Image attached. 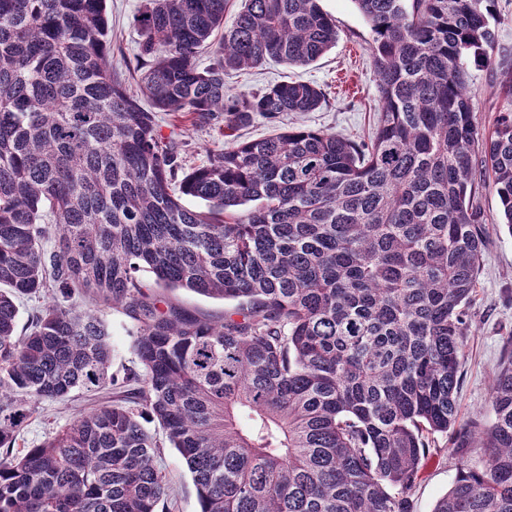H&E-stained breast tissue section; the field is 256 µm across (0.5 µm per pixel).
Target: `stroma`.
I'll list each match as a JSON object with an SVG mask.
<instances>
[{"label": "stroma", "instance_id": "35a3bbf8", "mask_svg": "<svg viewBox=\"0 0 512 512\" xmlns=\"http://www.w3.org/2000/svg\"><path fill=\"white\" fill-rule=\"evenodd\" d=\"M144 5L145 0L106 3L112 66L124 73L129 90L137 95L142 92L140 78L145 66L135 59L139 37L134 19ZM320 5L336 22L338 40L334 48L306 67L289 68L271 62L233 73L226 77L225 88L229 93L239 94L280 81L315 84L325 92L326 105L313 112L284 114L282 126L326 128L360 144L372 137L381 110L369 53V28L353 0H320ZM470 72L475 90L474 121L483 131L494 124L501 96L488 70L474 64ZM157 118L163 133H175L185 164L190 168L206 163L210 153L233 143L232 138L165 112L158 113ZM470 315L462 364L463 384L458 394L459 421L463 424L477 416L490 418L494 373L503 345L512 336V237L508 234L493 233L488 237ZM100 316L111 333L114 370L131 365L130 319L108 308ZM91 406L90 398L79 391L66 401L44 402L39 414L24 428L20 440L27 444L41 442L54 428ZM483 458L480 449L457 448L449 437H438L424 459L421 480L413 496L414 512H432L436 501L453 486L461 465ZM161 467L172 488L171 512H199L192 476L180 454L172 448L163 449Z\"/></svg>", "mask_w": 512, "mask_h": 512}]
</instances>
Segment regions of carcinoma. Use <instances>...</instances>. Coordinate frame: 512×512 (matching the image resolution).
I'll return each instance as SVG.
<instances>
[{"mask_svg":"<svg viewBox=\"0 0 512 512\" xmlns=\"http://www.w3.org/2000/svg\"><path fill=\"white\" fill-rule=\"evenodd\" d=\"M226 2L147 0L146 109L106 54V0H0V512H157L168 486L151 422L200 512H414L439 435L487 460L432 512H512V338L491 420L462 427L457 405L481 189L512 236V59L496 55L495 0H352L381 101L370 141L292 127L188 170L157 113L224 136L326 102L302 82L224 87L331 50L319 0H242L201 69ZM472 62L503 98L484 132ZM175 289L232 305L199 315ZM41 295L20 323V300ZM103 307L136 325L121 375ZM76 390L112 399L19 445L42 402Z\"/></svg>","mask_w":512,"mask_h":512,"instance_id":"carcinoma-1","label":"carcinoma"}]
</instances>
